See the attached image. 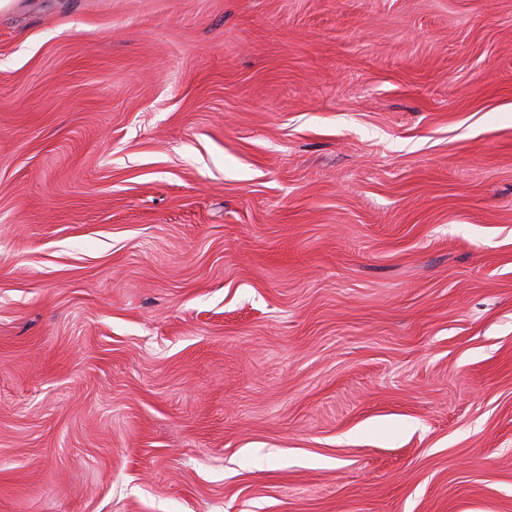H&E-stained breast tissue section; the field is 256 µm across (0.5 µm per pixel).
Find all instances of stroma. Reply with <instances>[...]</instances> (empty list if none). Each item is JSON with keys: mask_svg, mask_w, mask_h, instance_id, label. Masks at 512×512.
<instances>
[{"mask_svg": "<svg viewBox=\"0 0 512 512\" xmlns=\"http://www.w3.org/2000/svg\"><path fill=\"white\" fill-rule=\"evenodd\" d=\"M0 512H512V0L1 9Z\"/></svg>", "mask_w": 512, "mask_h": 512, "instance_id": "1", "label": "stroma"}]
</instances>
